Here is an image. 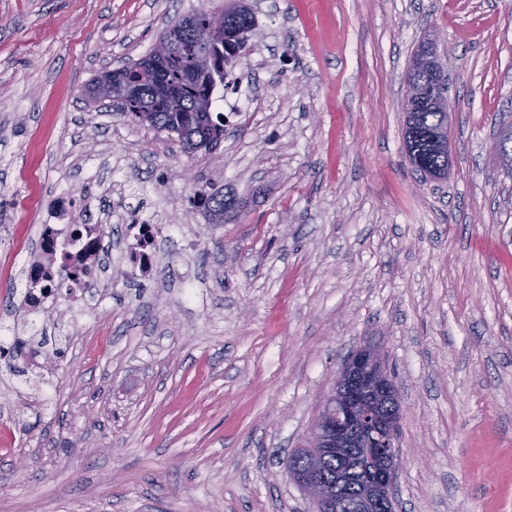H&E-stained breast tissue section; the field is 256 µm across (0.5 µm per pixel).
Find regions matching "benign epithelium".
I'll list each match as a JSON object with an SVG mask.
<instances>
[{
    "instance_id": "obj_1",
    "label": "benign epithelium",
    "mask_w": 512,
    "mask_h": 512,
    "mask_svg": "<svg viewBox=\"0 0 512 512\" xmlns=\"http://www.w3.org/2000/svg\"><path fill=\"white\" fill-rule=\"evenodd\" d=\"M491 151L500 172L512 177V123L500 126ZM400 419V396L386 356L360 346L344 360L308 433L307 468L288 474L315 501L317 512H331V494L320 467L332 459L336 485L357 480L352 486L354 512H394Z\"/></svg>"
}]
</instances>
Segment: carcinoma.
Returning a JSON list of instances; mask_svg holds the SVG:
<instances>
[{
    "instance_id": "obj_1",
    "label": "carcinoma",
    "mask_w": 512,
    "mask_h": 512,
    "mask_svg": "<svg viewBox=\"0 0 512 512\" xmlns=\"http://www.w3.org/2000/svg\"><path fill=\"white\" fill-rule=\"evenodd\" d=\"M179 23L210 37L196 47L166 30L148 55L113 70L114 80L135 90L131 101L124 103L126 116L137 121L146 110L150 127L176 135L183 151L211 150L224 140V113L213 110L214 94L224 87L228 70L245 57L253 12L247 0H227L224 15H212L203 7ZM446 123L448 113L428 96L406 111L404 146L415 170L426 177L448 175V152L438 142ZM193 202L201 205L212 224L226 223L235 212V204L217 192L200 191Z\"/></svg>"
}]
</instances>
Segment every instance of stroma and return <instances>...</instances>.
<instances>
[{
  "label": "stroma",
  "instance_id": "obj_1",
  "mask_svg": "<svg viewBox=\"0 0 512 512\" xmlns=\"http://www.w3.org/2000/svg\"><path fill=\"white\" fill-rule=\"evenodd\" d=\"M224 140L86 102L201 0H0V327L85 336L56 374L0 368V512H314L286 475L343 360L385 354L403 411L395 512H512V0H249ZM430 33L451 74L452 166L421 182L401 100ZM239 202L209 223L197 190ZM112 238L78 316L23 305L18 253L60 193ZM158 217L151 279L129 221ZM193 233L198 249L177 251ZM491 145V151L496 159L500 172L506 177H512V123L501 125Z\"/></svg>",
  "mask_w": 512,
  "mask_h": 512
}]
</instances>
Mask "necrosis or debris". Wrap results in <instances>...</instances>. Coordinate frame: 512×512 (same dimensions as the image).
Segmentation results:
<instances>
[{"mask_svg":"<svg viewBox=\"0 0 512 512\" xmlns=\"http://www.w3.org/2000/svg\"><path fill=\"white\" fill-rule=\"evenodd\" d=\"M135 236L142 244L126 254L129 271L136 277L154 275L158 269L161 231L144 219L136 224ZM106 251L101 225H41L34 246L20 267L25 281L36 279L41 284L26 303L29 313H44L61 299L71 310H82L92 296L108 286Z\"/></svg>","mask_w":512,"mask_h":512,"instance_id":"necrosis-or-debris-1","label":"necrosis or debris"}]
</instances>
